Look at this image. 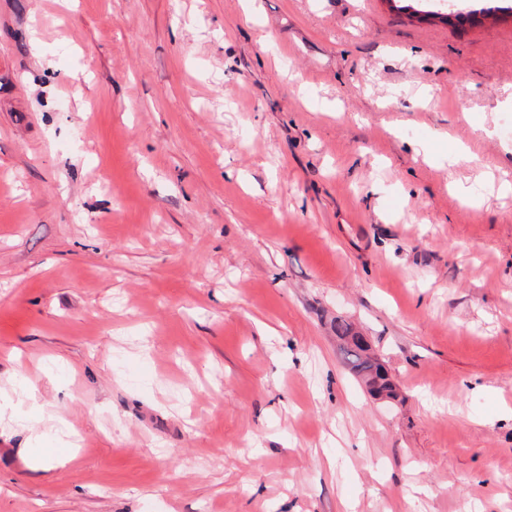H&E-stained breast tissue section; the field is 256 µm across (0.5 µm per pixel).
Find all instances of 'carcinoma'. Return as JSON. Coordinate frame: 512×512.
<instances>
[{"label": "carcinoma", "mask_w": 512, "mask_h": 512, "mask_svg": "<svg viewBox=\"0 0 512 512\" xmlns=\"http://www.w3.org/2000/svg\"><path fill=\"white\" fill-rule=\"evenodd\" d=\"M334 331L339 341L338 352L349 372L364 382L369 393L394 395L393 380L388 370L382 361L368 353L366 341L354 331L352 324L338 317Z\"/></svg>", "instance_id": "obj_1"}]
</instances>
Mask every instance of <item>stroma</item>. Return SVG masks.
Listing matches in <instances>:
<instances>
[{
	"label": "stroma",
	"instance_id": "stroma-1",
	"mask_svg": "<svg viewBox=\"0 0 512 512\" xmlns=\"http://www.w3.org/2000/svg\"><path fill=\"white\" fill-rule=\"evenodd\" d=\"M432 2L0 0V512H512V0ZM334 331L339 341L338 352L348 371L364 382L369 394L393 396V380L383 362L367 353L368 346L363 336L354 331L351 323L339 317H336Z\"/></svg>",
	"mask_w": 512,
	"mask_h": 512
}]
</instances>
